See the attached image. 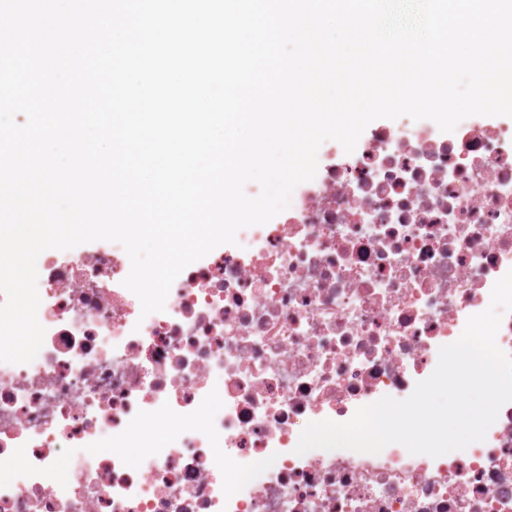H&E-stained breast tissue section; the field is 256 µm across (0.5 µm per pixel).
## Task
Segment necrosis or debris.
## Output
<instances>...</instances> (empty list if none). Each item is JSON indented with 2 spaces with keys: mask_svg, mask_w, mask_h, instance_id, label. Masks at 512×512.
<instances>
[{
  "mask_svg": "<svg viewBox=\"0 0 512 512\" xmlns=\"http://www.w3.org/2000/svg\"><path fill=\"white\" fill-rule=\"evenodd\" d=\"M130 268L104 240L44 258L43 346L0 362V470L22 473L0 512H512V402L437 458L295 452L308 423L410 396L489 307L512 270V117L371 122L286 212L186 267L164 311L142 315Z\"/></svg>",
  "mask_w": 512,
  "mask_h": 512,
  "instance_id": "1",
  "label": "necrosis or debris"
}]
</instances>
